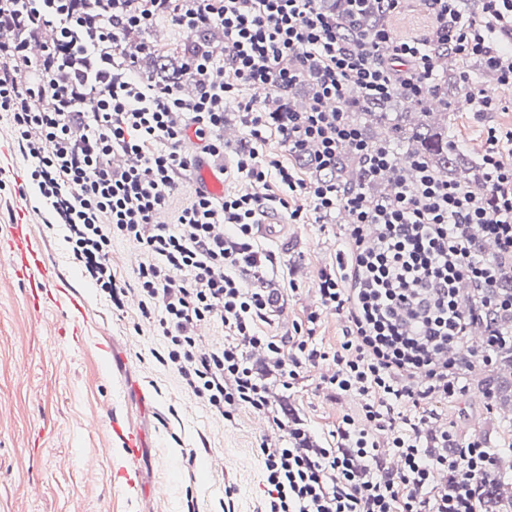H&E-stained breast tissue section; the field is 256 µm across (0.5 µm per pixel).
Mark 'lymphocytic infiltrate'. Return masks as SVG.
Wrapping results in <instances>:
<instances>
[{"label":"lymphocytic infiltrate","instance_id":"1","mask_svg":"<svg viewBox=\"0 0 512 512\" xmlns=\"http://www.w3.org/2000/svg\"><path fill=\"white\" fill-rule=\"evenodd\" d=\"M81 2L0 0V27L18 34L0 41V112L48 224L63 228L74 262L116 309L125 288L112 271V242L139 245L138 311L163 343L159 362L222 419L248 410L280 431V443L256 446L265 486L256 512H479L474 486L494 477V457L477 443L450 446L447 429L427 420L434 403L460 393L473 361L512 347L511 335L494 331L481 349L468 343L471 323L512 313V295L495 289L512 259V129H487L477 193L419 154L405 179L390 144L367 141L352 115L438 96L434 60L443 53L457 58L473 110L497 111L472 73L482 67L512 90V0L473 8L425 0L424 29L404 37L394 23L405 0H336L332 10L320 0H105L90 37ZM159 21L222 35L186 61L194 94L132 74L145 46L127 34ZM45 25L58 38L32 58L29 43ZM301 83L310 88L303 110L288 99ZM257 86L280 106L268 111L243 97ZM230 115L247 133L236 174L273 191L182 197L196 168L183 149L187 130L219 162ZM271 137L281 153H261ZM347 152L362 171L353 185L338 178ZM300 196L320 218L349 216L337 264L317 283L323 309L347 323L333 351L314 341L315 312L290 334L260 329L284 296L267 282L278 259L259 245L258 226L281 209L304 223L290 206ZM171 206L174 222L156 223ZM477 235L495 243L494 255L473 251ZM462 280L472 285L465 296ZM211 321L226 338L206 349L195 330ZM255 348L267 351L268 365L251 361ZM322 360L335 365L327 392L360 402L330 448L310 441L276 400Z\"/></svg>","mask_w":512,"mask_h":512}]
</instances>
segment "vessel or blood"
<instances>
[{
    "mask_svg": "<svg viewBox=\"0 0 512 512\" xmlns=\"http://www.w3.org/2000/svg\"><path fill=\"white\" fill-rule=\"evenodd\" d=\"M194 189L210 195L222 194L224 174L213 166L206 157H199L194 176ZM11 256L12 266L17 275L28 288V295L33 306H40L44 301L53 299V277L41 251L33 245L23 226H16L11 238L0 247ZM112 439L120 443L126 460L135 461L142 446L139 433L120 424H113Z\"/></svg>",
    "mask_w": 512,
    "mask_h": 512,
    "instance_id": "1",
    "label": "vessel or blood"
}]
</instances>
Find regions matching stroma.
Returning a JSON list of instances; mask_svg holds the SVG:
<instances>
[{
    "label": "stroma",
    "mask_w": 512,
    "mask_h": 512,
    "mask_svg": "<svg viewBox=\"0 0 512 512\" xmlns=\"http://www.w3.org/2000/svg\"><path fill=\"white\" fill-rule=\"evenodd\" d=\"M475 79L502 108L475 116L462 106V86L448 90L441 119L459 150L476 158L487 127H512V92L492 75ZM28 182L26 160L13 146L8 114L0 112V239L24 223L42 250L55 285L76 298L81 315L64 303L33 308L27 289L0 258V512H254L264 493L255 451L263 435L248 411L225 421L199 403L176 372L153 355L158 339L139 328L136 294L124 310L113 309L73 262L63 234L48 228ZM273 239L262 238L280 266L272 287L290 291L286 311L263 325L276 335L305 323L317 299L318 273L336 261L345 230L337 219L289 222ZM322 367L308 369L286 407L316 440H331L357 399L330 398L321 388ZM497 378L490 389L487 381ZM464 390L434 405L458 442L476 441L498 452L505 498H512V368L477 362L463 374ZM117 416L145 440L135 487L120 476L121 454L112 448L107 421Z\"/></svg>",
    "instance_id": "1"
}]
</instances>
